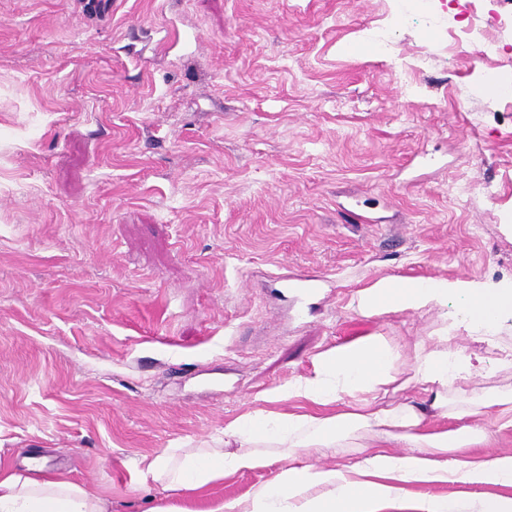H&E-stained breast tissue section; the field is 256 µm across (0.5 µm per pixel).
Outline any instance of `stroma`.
Here are the masks:
<instances>
[{
	"instance_id": "obj_1",
	"label": "stroma",
	"mask_w": 512,
	"mask_h": 512,
	"mask_svg": "<svg viewBox=\"0 0 512 512\" xmlns=\"http://www.w3.org/2000/svg\"><path fill=\"white\" fill-rule=\"evenodd\" d=\"M424 1L0 0V468L205 512L128 459L433 335L355 309L379 279H512V0Z\"/></svg>"
}]
</instances>
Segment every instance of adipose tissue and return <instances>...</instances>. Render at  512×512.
Instances as JSON below:
<instances>
[{
	"label": "adipose tissue",
	"mask_w": 512,
	"mask_h": 512,
	"mask_svg": "<svg viewBox=\"0 0 512 512\" xmlns=\"http://www.w3.org/2000/svg\"><path fill=\"white\" fill-rule=\"evenodd\" d=\"M452 307L436 335L417 342L413 354L371 334L339 345L316 363L311 376L268 392L271 401L309 404L301 414L247 413L228 423L216 448L176 447L139 456L135 469L165 491H206L228 473L278 464L274 477L243 498L216 502L209 512H383L405 501L413 483L463 484L467 493L418 498L413 512H512V496H491L492 486H512V452L476 455L484 422L497 413L512 426V385L485 388L478 377L512 370V336L499 322L512 314V281H404L383 278L356 296V308L373 312ZM491 342L494 359L469 357L452 344L459 327ZM409 367L418 398L391 406L382 398ZM461 419V426L426 429L428 416ZM391 442L402 451L388 450ZM353 452L350 465L309 462L311 453ZM45 462L0 469V512H110L103 496L63 474L48 475Z\"/></svg>",
	"instance_id": "1"
}]
</instances>
